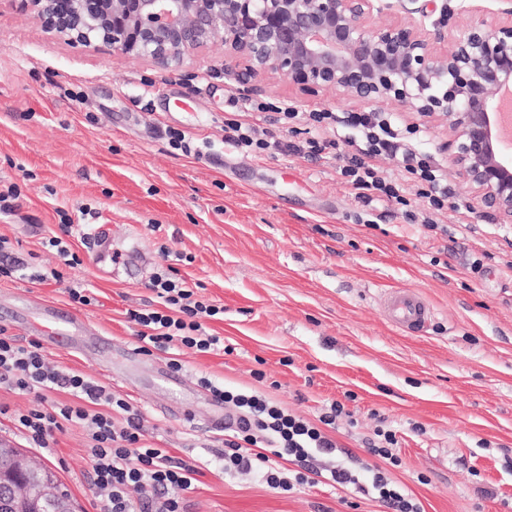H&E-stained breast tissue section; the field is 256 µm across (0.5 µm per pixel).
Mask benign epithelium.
<instances>
[{
    "mask_svg": "<svg viewBox=\"0 0 512 512\" xmlns=\"http://www.w3.org/2000/svg\"><path fill=\"white\" fill-rule=\"evenodd\" d=\"M44 28L71 44L147 58L178 71L221 41L224 71L244 85L281 74L303 91L361 102L407 104L446 124L455 175L470 191L476 221L512 223V156L499 146L500 114L512 92V0L473 5L483 18L454 33L448 0H398V21L381 0H25ZM440 11L431 27L414 15ZM42 512L67 508V491L0 445V509L21 512L30 488Z\"/></svg>",
    "mask_w": 512,
    "mask_h": 512,
    "instance_id": "benign-epithelium-1",
    "label": "benign epithelium"
}]
</instances>
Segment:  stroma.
<instances>
[{"label": "stroma", "instance_id": "1", "mask_svg": "<svg viewBox=\"0 0 512 512\" xmlns=\"http://www.w3.org/2000/svg\"><path fill=\"white\" fill-rule=\"evenodd\" d=\"M253 96L302 112L361 109L343 95L304 94L280 74L264 77ZM245 97L224 72L223 44L171 74L147 59L72 46L21 0H0V191L14 184L20 192L0 236L49 270L60 262L43 243L69 217L82 263L64 270L65 282L100 293L83 307L63 284L0 279V328L24 345L32 336L14 312L53 304L85 317L110 350L90 358L49 349L46 358L127 398L146 443L200 467L184 494L188 512H383L367 499L350 510L348 491L336 485L277 491L257 473L224 472V431L213 423L205 378L259 390L313 422L344 402L331 436L366 462L377 429L392 430L400 463L386 472L422 512H512V224L474 220L441 149L443 124H423L420 143L452 192L435 233L421 224L425 199L413 197L407 211L362 202L336 161L236 152L224 122ZM171 129L192 136L200 155L171 148ZM89 225L106 226L114 251L138 242L131 266L98 263ZM166 249L180 254V276L223 305L207 326L233 348L184 354L178 391L162 382L168 355L127 354L134 327L126 312L154 302L147 284ZM396 288L433 307L424 333L405 334L384 316L379 297ZM0 404L9 409L0 440L49 467L78 512H97L83 429L67 426L54 447L33 448L9 418L31 408L32 395L0 385Z\"/></svg>", "mask_w": 512, "mask_h": 512}]
</instances>
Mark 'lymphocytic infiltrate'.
<instances>
[{"instance_id": "lymphocytic-infiltrate-1", "label": "lymphocytic infiltrate", "mask_w": 512, "mask_h": 512, "mask_svg": "<svg viewBox=\"0 0 512 512\" xmlns=\"http://www.w3.org/2000/svg\"><path fill=\"white\" fill-rule=\"evenodd\" d=\"M273 111L292 124L293 140L284 142L270 132L259 131L254 115ZM240 112V118L225 122L224 141L241 153L258 156L281 150L311 159H335L346 184L362 202L382 198L406 207L411 196L425 198L428 213L423 222L433 230L439 227V216L448 211V185L441 169L428 153L413 147L417 127H398L390 117L376 112L315 110L303 116L294 107L280 108L253 99L243 100ZM298 118L316 132L356 131L355 152L343 151L336 138L323 139L316 133L302 136L301 129L293 125ZM395 154L402 157L403 173L393 179L384 176L374 161ZM148 288L156 294L160 308L127 312L137 327L135 339L142 352L170 354V366L178 371L184 352L223 350V338L209 334L203 324L204 319L221 314L222 306L199 296L178 277L175 267L155 274ZM2 384L36 400L35 407L12 417L16 430L33 447H49L66 425L83 429L92 462L88 478L96 489L100 512H184L182 494L194 488L197 467L171 456L168 449L145 443L141 414L126 399L82 374L50 367L37 342L21 345L6 336H0ZM51 390L68 393V400L48 398ZM210 390L235 410L238 420L237 427L224 437L221 461L225 471H258L271 488L289 491L315 484V470L310 465L313 458L335 456L337 445L325 429L343 414L342 403H332L329 413L313 423L256 391L228 390L215 384ZM285 461L296 464L293 475L284 474L281 464ZM328 478L382 503L388 512H421L419 504L379 465L355 470L337 463L329 469ZM133 487L143 489L144 497L132 498L129 490Z\"/></svg>"}]
</instances>
